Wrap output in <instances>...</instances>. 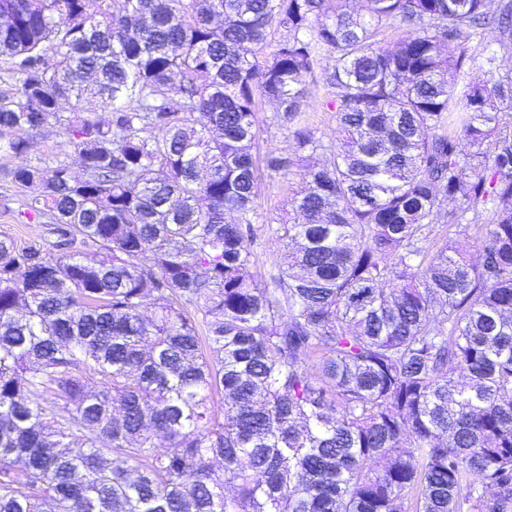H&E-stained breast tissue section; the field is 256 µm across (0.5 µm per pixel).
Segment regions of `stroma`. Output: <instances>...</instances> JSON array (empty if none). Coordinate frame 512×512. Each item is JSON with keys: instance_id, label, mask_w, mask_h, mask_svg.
<instances>
[{"instance_id": "35a3bbf8", "label": "stroma", "mask_w": 512, "mask_h": 512, "mask_svg": "<svg viewBox=\"0 0 512 512\" xmlns=\"http://www.w3.org/2000/svg\"><path fill=\"white\" fill-rule=\"evenodd\" d=\"M336 91L322 78H315L306 85V98L297 118L282 122L273 104L260 103L257 114L259 136L255 153L261 164V186L254 200L256 211L255 238L252 246L254 264L251 271L260 281L267 280L270 271L284 266L286 256L279 239L280 226L288 220V202L303 186L301 164L292 133L296 128H308L323 144H335L341 136L336 112L330 106ZM31 162L44 167L64 160L77 165L78 158L65 138L55 127H46L33 138L29 154ZM271 158L283 159L278 168L268 167ZM24 190L0 177V237L7 236L18 245L33 242L50 244L54 237L42 224L23 222L18 212Z\"/></svg>"}]
</instances>
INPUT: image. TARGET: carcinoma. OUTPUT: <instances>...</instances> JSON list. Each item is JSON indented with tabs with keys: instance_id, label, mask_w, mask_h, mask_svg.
I'll use <instances>...</instances> for the list:
<instances>
[{
	"instance_id": "obj_1",
	"label": "carcinoma",
	"mask_w": 512,
	"mask_h": 512,
	"mask_svg": "<svg viewBox=\"0 0 512 512\" xmlns=\"http://www.w3.org/2000/svg\"><path fill=\"white\" fill-rule=\"evenodd\" d=\"M486 29L512 0H0L4 175L57 236L0 238V512H512V73L448 82ZM322 50L344 139L294 132L261 282L258 101ZM28 159L43 167L53 166L57 160H65L70 163L75 172L80 171L78 158L73 148L63 136L58 135L53 126H48L39 134L34 135L33 147Z\"/></svg>"
}]
</instances>
